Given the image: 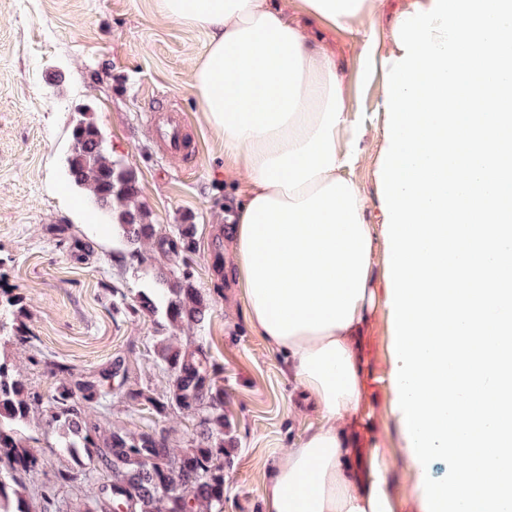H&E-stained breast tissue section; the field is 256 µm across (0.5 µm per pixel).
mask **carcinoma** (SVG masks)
<instances>
[{
  "label": "carcinoma",
  "mask_w": 512,
  "mask_h": 512,
  "mask_svg": "<svg viewBox=\"0 0 512 512\" xmlns=\"http://www.w3.org/2000/svg\"><path fill=\"white\" fill-rule=\"evenodd\" d=\"M71 139L68 178L87 197L98 198L119 226L126 264L143 270L169 264L159 286L122 302L124 309L160 313L171 327L204 328L211 301L188 263L196 250V225L158 231L138 201L134 172L112 157L92 119L79 120ZM23 312L22 299L0 287V342L34 347L20 321ZM155 354L170 376L166 390L156 396L130 389L124 399L164 418L196 416V435L185 448L173 445L163 430L132 432L92 417L101 400L126 384V368L114 362L95 376H76L64 362L43 360L54 379L46 397L27 386L16 360L0 356V512H30L26 493L35 490V477L49 463L48 452L30 446L23 433L35 420L57 430L61 447L77 459L41 488L42 512H224V387L217 384L205 339L189 336L183 343L174 334L163 336Z\"/></svg>",
  "instance_id": "carcinoma-1"
}]
</instances>
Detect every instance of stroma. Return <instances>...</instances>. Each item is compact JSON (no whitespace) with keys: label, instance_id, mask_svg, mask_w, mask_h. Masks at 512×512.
<instances>
[{"label":"stroma","instance_id":"35a3bbf8","mask_svg":"<svg viewBox=\"0 0 512 512\" xmlns=\"http://www.w3.org/2000/svg\"><path fill=\"white\" fill-rule=\"evenodd\" d=\"M410 3L378 0L372 16L325 34L347 85L350 116L365 130L361 160L348 176L374 228L380 297L388 282L377 169L387 115L382 77L362 79L357 49L370 33L379 57L391 55L393 17ZM206 44L205 30L160 19L155 0H0V274L23 300L22 321L37 338V357L93 373L121 356L129 388L165 390L169 375L156 363L153 344L169 335V327L146 312L127 316L113 309L122 296L154 285L165 270L120 265V237L90 215L81 190L67 179L72 127L90 113L114 157L134 171L152 223L163 230L196 227V281L212 301L202 334L236 442L224 465V512H262L270 469L300 447L321 415L313 400L300 398L283 355L250 326L231 274L233 241L223 229L240 201L241 182L223 140L200 120L190 60ZM155 104L182 114L198 143L193 164L164 154L152 137L147 113ZM394 353L392 316L380 300L364 336L366 419L341 426L355 428L364 447L384 451L396 479L397 512H428L395 411ZM109 419L132 431L166 430L177 446L190 442L197 424L191 415L163 419L117 398L110 401ZM26 435L32 447L52 451L37 484L49 483L54 468L72 465L57 432L34 422Z\"/></svg>","mask_w":512,"mask_h":512}]
</instances>
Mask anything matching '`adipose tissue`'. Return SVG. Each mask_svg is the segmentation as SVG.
<instances>
[{
    "label": "adipose tissue",
    "instance_id": "adipose-tissue-1",
    "mask_svg": "<svg viewBox=\"0 0 512 512\" xmlns=\"http://www.w3.org/2000/svg\"><path fill=\"white\" fill-rule=\"evenodd\" d=\"M375 3L156 0L159 16L208 35L192 81L243 178L231 231L247 320L323 418L271 469L264 512H395L383 454L337 425L360 416L365 398L373 234L345 175L364 131L350 117L335 53L310 32L346 28Z\"/></svg>",
    "mask_w": 512,
    "mask_h": 512
}]
</instances>
